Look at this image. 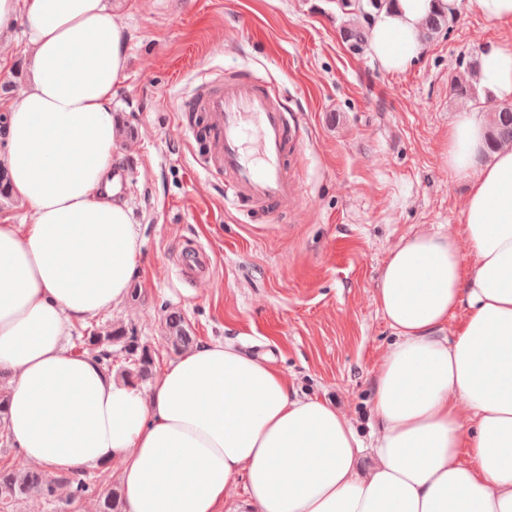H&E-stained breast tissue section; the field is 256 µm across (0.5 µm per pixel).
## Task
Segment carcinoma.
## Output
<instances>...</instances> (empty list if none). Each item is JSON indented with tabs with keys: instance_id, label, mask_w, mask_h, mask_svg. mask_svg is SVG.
Instances as JSON below:
<instances>
[{
	"instance_id": "obj_1",
	"label": "carcinoma",
	"mask_w": 512,
	"mask_h": 512,
	"mask_svg": "<svg viewBox=\"0 0 512 512\" xmlns=\"http://www.w3.org/2000/svg\"><path fill=\"white\" fill-rule=\"evenodd\" d=\"M342 16L360 18L364 24H344L341 36L356 53L363 51L367 37V25L377 12L393 0H333ZM489 149L495 151L505 145L512 147V106L489 105ZM165 330L172 345L179 349L191 342L185 321L180 315L170 313L165 319ZM80 349L97 357L107 370H112L117 354H124L125 366L120 368L123 379L139 384L153 375L154 359L147 345L139 341L134 329L125 327L94 325L83 331L77 339ZM70 488V500L97 498L96 512H127L119 490L99 492L96 483L85 475L74 473L64 479ZM59 480L48 477L41 471H20L9 466H0V508L8 509L17 502L32 496L45 499L54 497Z\"/></svg>"
}]
</instances>
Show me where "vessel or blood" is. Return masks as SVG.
<instances>
[{"instance_id":"1","label":"vessel or blood","mask_w":512,"mask_h":512,"mask_svg":"<svg viewBox=\"0 0 512 512\" xmlns=\"http://www.w3.org/2000/svg\"><path fill=\"white\" fill-rule=\"evenodd\" d=\"M184 112L201 114V122L181 125L182 137L204 144L207 171L224 178L225 196L233 203L274 217L299 200L291 172L302 128L285 99L258 72L198 83L181 99ZM186 270L206 275V253L190 246L182 254Z\"/></svg>"}]
</instances>
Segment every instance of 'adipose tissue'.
Listing matches in <instances>:
<instances>
[{
	"label": "adipose tissue",
	"instance_id": "1",
	"mask_svg": "<svg viewBox=\"0 0 512 512\" xmlns=\"http://www.w3.org/2000/svg\"><path fill=\"white\" fill-rule=\"evenodd\" d=\"M461 5L394 0L369 30L370 57L406 71L425 18ZM19 25L31 81L0 141L32 220L0 218V369L7 436L27 460L51 473L111 463L127 512H232L238 477L248 512H512V148L489 151L488 115L458 112L442 154L468 183L462 236L421 230L385 260L375 301L396 340L367 447L336 406L233 343L185 352L147 394L71 347L141 265L140 227L109 189L127 33L108 0H0V38ZM478 78L512 101L511 42L481 53Z\"/></svg>",
	"mask_w": 512,
	"mask_h": 512
}]
</instances>
